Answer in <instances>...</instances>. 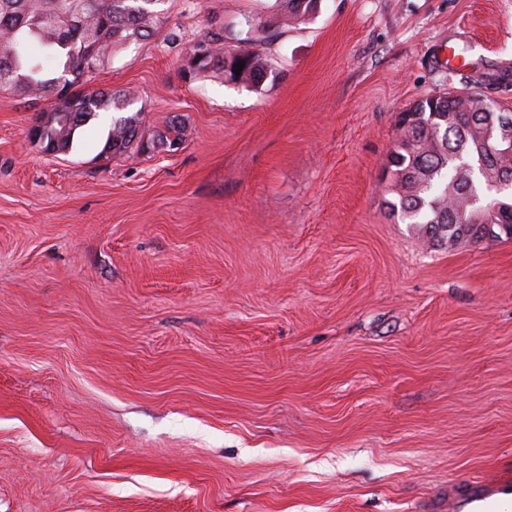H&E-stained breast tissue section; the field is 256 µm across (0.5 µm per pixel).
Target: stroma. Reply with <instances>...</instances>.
Masks as SVG:
<instances>
[{"label": "stroma", "mask_w": 512, "mask_h": 512, "mask_svg": "<svg viewBox=\"0 0 512 512\" xmlns=\"http://www.w3.org/2000/svg\"><path fill=\"white\" fill-rule=\"evenodd\" d=\"M275 0H162L136 89L177 151L68 154L0 91V512H448L512 478V240L430 246L380 173L415 100L512 109V0H321L275 84L185 78Z\"/></svg>", "instance_id": "stroma-1"}]
</instances>
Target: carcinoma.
I'll return each instance as SVG.
<instances>
[{"label":"carcinoma","instance_id":"carcinoma-1","mask_svg":"<svg viewBox=\"0 0 512 512\" xmlns=\"http://www.w3.org/2000/svg\"><path fill=\"white\" fill-rule=\"evenodd\" d=\"M161 0H0V90L31 101L49 100L32 127L33 143L49 155L67 154L79 131L103 113H112L103 153L141 156L181 142L184 123L173 117L165 130L147 132L139 96L132 90H88L90 76L112 55L160 28ZM314 0H276L264 20H246L228 49L215 38L197 42L188 56L193 78L215 74L257 89L280 74L270 68L262 46L270 37L313 18ZM243 62L240 74L235 64ZM499 109L478 92L424 97L396 129L382 175L385 203L393 216L413 224L431 244L454 239L512 238V141L495 136ZM485 197L481 207L468 196Z\"/></svg>","mask_w":512,"mask_h":512}]
</instances>
